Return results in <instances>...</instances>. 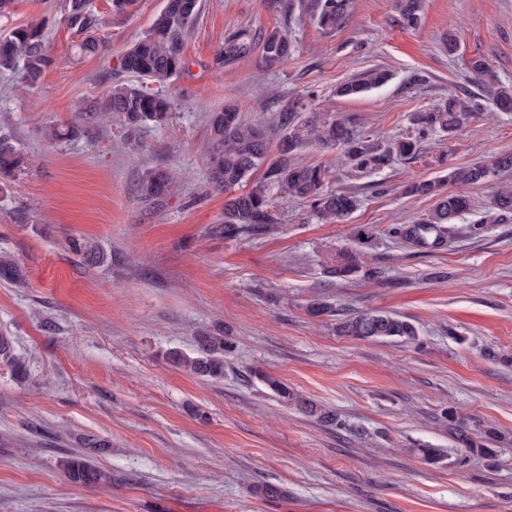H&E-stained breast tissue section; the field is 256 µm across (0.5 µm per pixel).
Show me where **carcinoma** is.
I'll return each mask as SVG.
<instances>
[{
  "mask_svg": "<svg viewBox=\"0 0 512 512\" xmlns=\"http://www.w3.org/2000/svg\"><path fill=\"white\" fill-rule=\"evenodd\" d=\"M396 6L404 25L413 27L418 23L421 0H396ZM349 7L350 0H315L313 20L323 30L334 31L347 20ZM58 8L69 25L82 31H89L97 25L98 19L90 9L89 0H61ZM200 11V0H166L165 7L155 16L148 31L117 60L116 71L162 85L186 70L185 44ZM257 45L262 47L265 58L270 62L281 61L292 51L291 39L285 32L271 30L256 42L248 31L243 30L224 40L220 57L226 62L246 58ZM52 63L46 49L43 26L39 22L18 26L0 38V69L16 72L20 83L28 88L37 85ZM389 79V73L374 69L361 78L341 84L336 94L357 97L384 85ZM491 102L500 111H512V85H498L491 93ZM480 108L481 104L475 100L450 98L442 108L414 113L412 133L381 146L361 133L355 118L327 120L315 112L302 116L298 107L293 106L278 116V124L284 134L277 143L276 158L270 161L264 128L244 119L236 105H224L223 109L210 114L211 150L207 164L213 179L224 185V190L249 185L248 189L232 195L224 204V237L258 236L273 229L272 210L279 193L310 204L315 217L323 224H333L359 208L358 194L329 188L330 170L327 166L298 159L307 140L313 138L325 145L337 144L352 168L359 172L376 171L398 160L416 158L420 145L431 133L453 134ZM94 111L110 112L131 129L148 124L162 126L170 118L172 102L168 97L144 88L114 85L101 105L89 109L91 113ZM22 163L23 155L16 145L0 138V174L7 176ZM263 166L266 167L263 178L250 182L252 173ZM508 169H512V154H506L491 164L450 167L447 181L459 185L482 184L494 180ZM445 182L407 181L405 194L433 197L438 199V203L427 219L417 224H396L389 229V235L428 250L444 246L455 229V219L473 207L463 193L447 190ZM175 189L172 178L165 172L150 174L140 185L141 195L148 199L166 197ZM493 205L503 216H512V187L500 188ZM360 270L357 256L345 254L333 267L331 275L345 278ZM21 278L22 274L13 260L0 258V279L16 283ZM336 331L342 336L363 341L413 343L418 340V331L413 323L378 310L340 321L336 324ZM231 348L229 337L206 335L200 337L197 355L192 357L172 351L169 360L195 375L219 379L224 376V355ZM0 359L10 363L16 373L26 372L24 364L14 358L11 342L3 336H0ZM260 379L272 392L287 402H296V406L308 415L331 419L317 404L294 397L280 379L266 373L260 374ZM448 432L466 453L489 460L496 456L497 450L492 445L499 443L497 433L491 429L475 433L451 410L448 411ZM63 470L71 482L84 486H96L109 479L104 470L84 455L66 459Z\"/></svg>",
  "mask_w": 512,
  "mask_h": 512,
  "instance_id": "carcinoma-1",
  "label": "carcinoma"
}]
</instances>
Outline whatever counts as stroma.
<instances>
[{
	"label": "stroma",
	"instance_id": "obj_1",
	"mask_svg": "<svg viewBox=\"0 0 512 512\" xmlns=\"http://www.w3.org/2000/svg\"><path fill=\"white\" fill-rule=\"evenodd\" d=\"M56 3L9 0L0 12V36L43 22L54 60L30 91L0 71V136L25 157L0 181V255L25 278L0 280V336L27 369L22 378L0 362V512H512V219L491 205L512 170L465 189L476 207L457 224L481 221L480 236L462 231L430 252L388 233L436 205L403 195L405 180L512 152V112L489 105L490 84L469 70L480 56L512 84V0H423L412 28L394 0H352L331 33L313 21V0L276 9L202 0L188 69L150 86L171 100L169 122L132 133L77 107L100 104L113 84H138L115 67L166 0L123 12L92 0L103 49L88 57ZM244 28L287 32L292 54L272 64L257 49L219 62L225 38ZM377 68L391 75L385 85L337 96L338 85ZM452 95L484 108L454 134L431 135L415 159L361 173L340 147L306 144L302 159L326 164L333 187L361 198L350 216L321 224L306 203L281 198L269 233L225 238L228 194L206 163L208 118L225 103L265 125L273 143L278 114L300 102L330 119L358 118L385 145L411 133L413 113ZM53 125L73 133L48 139ZM154 171L179 175L178 190L143 199L138 187ZM75 239L104 262L83 263ZM346 250L381 278L331 277ZM315 299L335 317L311 316ZM372 310L410 320L417 341L334 331L335 318ZM220 328L233 339L222 378L168 360L172 350L194 354L198 337ZM263 372L336 422L279 398ZM451 410L502 435L495 460L466 455L448 433ZM89 438L104 449L86 447ZM423 443L443 449L442 462L414 455ZM73 454L109 472L111 485L71 482L61 462ZM267 484L286 498L264 496Z\"/></svg>",
	"mask_w": 512,
	"mask_h": 512
}]
</instances>
